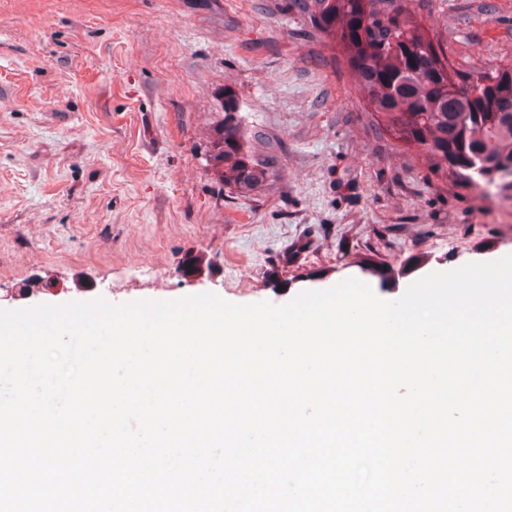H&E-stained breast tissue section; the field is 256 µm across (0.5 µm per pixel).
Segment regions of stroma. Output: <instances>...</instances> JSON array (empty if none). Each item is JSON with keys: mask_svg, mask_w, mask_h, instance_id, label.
<instances>
[{"mask_svg": "<svg viewBox=\"0 0 512 512\" xmlns=\"http://www.w3.org/2000/svg\"><path fill=\"white\" fill-rule=\"evenodd\" d=\"M288 3L0 0V309L281 305L362 262L444 271L512 248L502 192L432 174L380 129ZM414 8L460 70L512 63V0ZM228 89L270 171L247 197L206 165Z\"/></svg>", "mask_w": 512, "mask_h": 512, "instance_id": "35a3bbf8", "label": "stroma"}]
</instances>
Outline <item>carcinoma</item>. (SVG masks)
I'll return each mask as SVG.
<instances>
[{
  "label": "carcinoma",
  "instance_id": "1",
  "mask_svg": "<svg viewBox=\"0 0 512 512\" xmlns=\"http://www.w3.org/2000/svg\"><path fill=\"white\" fill-rule=\"evenodd\" d=\"M291 8L342 48L371 116L395 141L464 186L512 189L511 62L455 72L422 31L412 0H292ZM238 112V99L225 90L208 167L218 184L244 196L268 171ZM360 272L375 275L382 290L395 284L389 265L362 264Z\"/></svg>",
  "mask_w": 512,
  "mask_h": 512
}]
</instances>
